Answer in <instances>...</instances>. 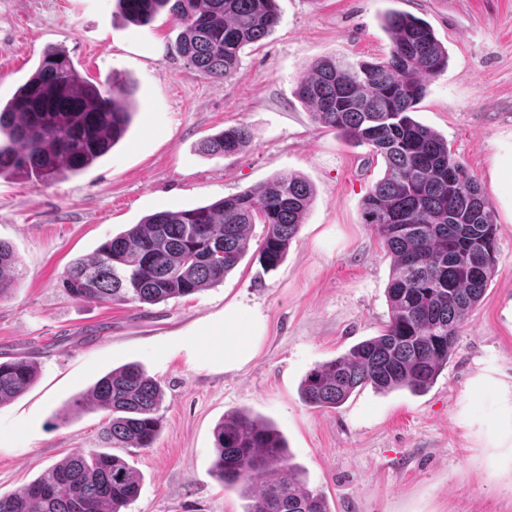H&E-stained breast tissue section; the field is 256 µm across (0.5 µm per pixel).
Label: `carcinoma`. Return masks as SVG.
I'll list each match as a JSON object with an SVG mask.
<instances>
[{
	"instance_id": "1",
	"label": "carcinoma",
	"mask_w": 512,
	"mask_h": 512,
	"mask_svg": "<svg viewBox=\"0 0 512 512\" xmlns=\"http://www.w3.org/2000/svg\"><path fill=\"white\" fill-rule=\"evenodd\" d=\"M128 21L142 24L167 11L181 32L172 51L212 81L235 75L244 46L279 24L276 0H115ZM391 38L382 61H313L296 87L312 119L383 158L382 178L367 193L362 220L391 255L388 320L380 334L307 373L302 400L336 408L358 388L427 390L447 367L461 328L491 281L497 254L495 214L477 179L448 141L413 117L425 79L448 66V50L415 16L385 17ZM135 85L112 73L84 77L66 48H47L38 67L0 104V178L52 183L76 175L126 134ZM253 140L246 126L203 141L212 155L234 156ZM313 199L301 176L273 177L212 204L156 212L77 259L59 286L78 301L155 304L200 293L224 281L240 262L252 226L265 233L259 257L278 266L296 239ZM19 277L12 246L0 241V300ZM33 362H0V404L34 382ZM161 386L137 364L100 378L72 409L111 413L107 439L117 448L147 449L161 422ZM214 470L226 487L251 494L246 512H330L325 497L293 474L287 445L272 426L238 412L214 429ZM140 493V479L121 457L73 453L43 476L0 494V512H121Z\"/></svg>"
}]
</instances>
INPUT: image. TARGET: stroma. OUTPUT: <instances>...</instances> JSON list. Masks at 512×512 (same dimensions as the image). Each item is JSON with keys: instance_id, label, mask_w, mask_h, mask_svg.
<instances>
[{"instance_id": "obj_1", "label": "stroma", "mask_w": 512, "mask_h": 512, "mask_svg": "<svg viewBox=\"0 0 512 512\" xmlns=\"http://www.w3.org/2000/svg\"><path fill=\"white\" fill-rule=\"evenodd\" d=\"M280 21L246 46L234 77L213 82L170 52L180 29L166 14L123 20L115 0H0V100L47 45L102 81L136 84L125 137L81 174L50 184L0 179V241L23 275L0 301V361L24 357L38 376L0 405V493L71 453L116 451L140 475L124 512H245L250 499L213 473L214 428L245 411L285 438L293 470L330 512H512V0H276ZM392 11L427 22L448 49L417 121L441 134L479 180L497 224L492 281L425 392L356 391L341 407L306 405L299 388L319 364L378 335L388 318L391 257L361 213L384 161L318 128L295 94L323 57H387ZM245 125L235 156L198 145ZM296 174L314 195L284 261H259L262 225L222 283L154 305L77 301L59 286L75 259L144 217L191 209ZM260 313L263 339L225 370L211 349L224 310ZM135 363L159 382L161 429L145 450L113 449L108 411L72 410L113 368Z\"/></svg>"}]
</instances>
